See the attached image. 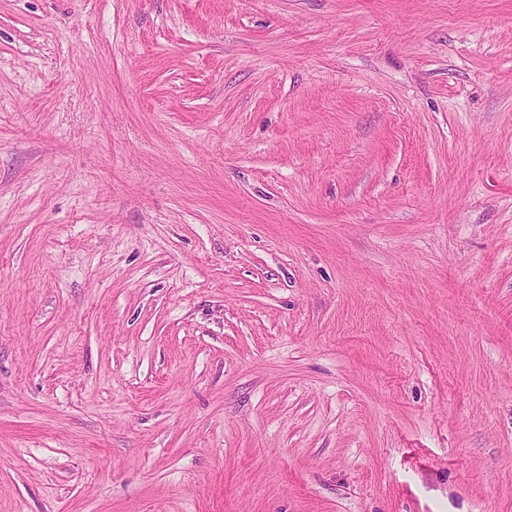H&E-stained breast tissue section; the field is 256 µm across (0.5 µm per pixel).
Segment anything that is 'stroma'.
Here are the masks:
<instances>
[{"label": "stroma", "mask_w": 512, "mask_h": 512, "mask_svg": "<svg viewBox=\"0 0 512 512\" xmlns=\"http://www.w3.org/2000/svg\"><path fill=\"white\" fill-rule=\"evenodd\" d=\"M0 512H512V0H0Z\"/></svg>", "instance_id": "stroma-1"}]
</instances>
